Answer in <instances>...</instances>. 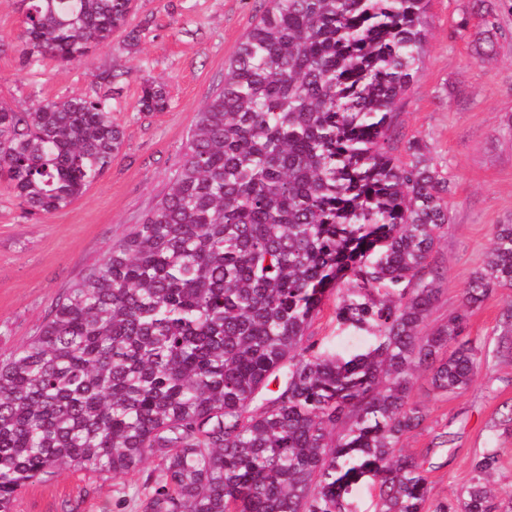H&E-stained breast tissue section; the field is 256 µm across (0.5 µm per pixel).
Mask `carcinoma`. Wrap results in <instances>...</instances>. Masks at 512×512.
I'll list each match as a JSON object with an SVG mask.
<instances>
[{"label":"carcinoma","instance_id":"cac0c4a2","mask_svg":"<svg viewBox=\"0 0 512 512\" xmlns=\"http://www.w3.org/2000/svg\"><path fill=\"white\" fill-rule=\"evenodd\" d=\"M199 112L175 180L142 223L0 359V512L69 464L127 475L154 457L142 512H376L433 504L404 452L441 394L468 387L482 349L469 312L512 288V224L448 320L428 326L450 223L448 178L395 119L428 43V0H265ZM21 55L66 66L128 45L135 0H21ZM146 79L141 112H162ZM124 134L107 99L0 106V182L29 218L72 204L111 167ZM373 343L342 355L310 341L329 300ZM275 388H270V385ZM487 449L462 512H512L487 488Z\"/></svg>","mask_w":512,"mask_h":512}]
</instances>
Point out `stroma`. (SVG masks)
<instances>
[{
    "label": "stroma",
    "mask_w": 512,
    "mask_h": 512,
    "mask_svg": "<svg viewBox=\"0 0 512 512\" xmlns=\"http://www.w3.org/2000/svg\"><path fill=\"white\" fill-rule=\"evenodd\" d=\"M263 0H136L138 45L113 34L83 61L24 64L20 0H0V102L22 110L34 99L100 95L95 74L122 76L112 118L124 143L111 168L68 207L43 219L24 218L0 185V357L33 336L70 285L167 192L199 112L224 82V66L255 23ZM429 42L413 92L397 116L402 141L422 140L448 176L451 222L433 254L444 272L430 316L439 323L461 305V293L487 261L495 225L512 222V0H430ZM162 84L165 111L138 110L144 80ZM512 289L494 290L474 309L467 336L484 358L475 381L443 395L419 378L414 399L427 420L404 442L423 465L432 502H447L470 479L473 460L496 449V483L512 485V355L497 353L512 337L506 321ZM326 304L309 332L324 348L351 354L370 342L339 326ZM143 471L112 477L61 467L24 487L15 512H141Z\"/></svg>",
    "instance_id": "35a3bbf8"
}]
</instances>
